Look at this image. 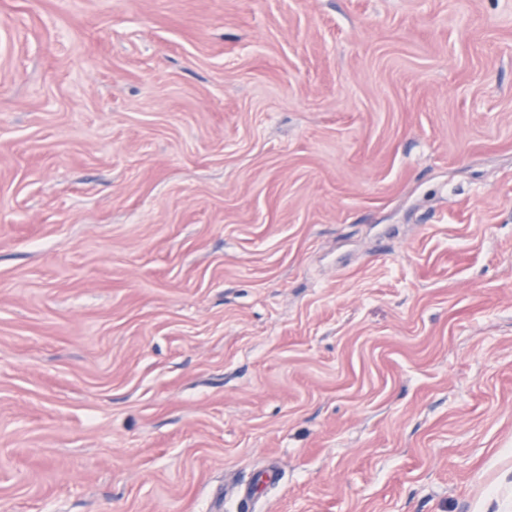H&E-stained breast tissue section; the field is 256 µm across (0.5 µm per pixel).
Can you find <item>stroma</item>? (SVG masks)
<instances>
[{
	"mask_svg": "<svg viewBox=\"0 0 512 512\" xmlns=\"http://www.w3.org/2000/svg\"><path fill=\"white\" fill-rule=\"evenodd\" d=\"M0 512H512V0H0Z\"/></svg>",
	"mask_w": 512,
	"mask_h": 512,
	"instance_id": "1",
	"label": "stroma"
}]
</instances>
